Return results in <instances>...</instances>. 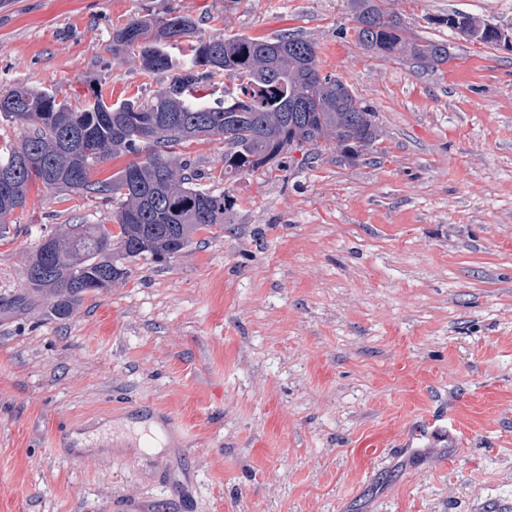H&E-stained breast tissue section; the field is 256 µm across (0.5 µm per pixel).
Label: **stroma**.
<instances>
[{
	"label": "stroma",
	"mask_w": 512,
	"mask_h": 512,
	"mask_svg": "<svg viewBox=\"0 0 512 512\" xmlns=\"http://www.w3.org/2000/svg\"><path fill=\"white\" fill-rule=\"evenodd\" d=\"M439 71L366 54L347 0H0V89L146 100L112 32L169 11L205 36L294 32L377 114L374 154L230 184L227 221L56 319L35 243L111 213L29 188L0 241V512H496L512 504V0H398ZM156 419L162 449L113 432Z\"/></svg>",
	"instance_id": "stroma-1"
}]
</instances>
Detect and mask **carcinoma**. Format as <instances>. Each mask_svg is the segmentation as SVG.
<instances>
[{"mask_svg":"<svg viewBox=\"0 0 512 512\" xmlns=\"http://www.w3.org/2000/svg\"><path fill=\"white\" fill-rule=\"evenodd\" d=\"M393 0H350L355 41L379 58H398L421 69L448 63V42L417 37L403 24ZM481 44H495L486 23L461 12ZM192 40L190 53L172 54ZM112 56L144 74H169L168 85L147 101L107 104L99 86L77 106L48 90L16 85L0 91V124L18 123V141L0 145V215L27 203L29 187L112 203L115 224H71L47 233L30 257L26 280L59 320L70 318L85 294L103 291L128 274L134 259L168 262L193 236L224 223L228 191L200 183L177 148L216 137L224 140L217 180L235 181L288 152V142L332 149L356 162L380 140L376 113L342 79L323 75L316 46L299 34L207 38L200 22L169 11L148 15L112 33ZM236 82L210 99L217 79ZM132 159L112 176L94 178L115 156ZM50 276L39 275L42 268Z\"/></svg>","mask_w":512,"mask_h":512,"instance_id":"1","label":"carcinoma"}]
</instances>
